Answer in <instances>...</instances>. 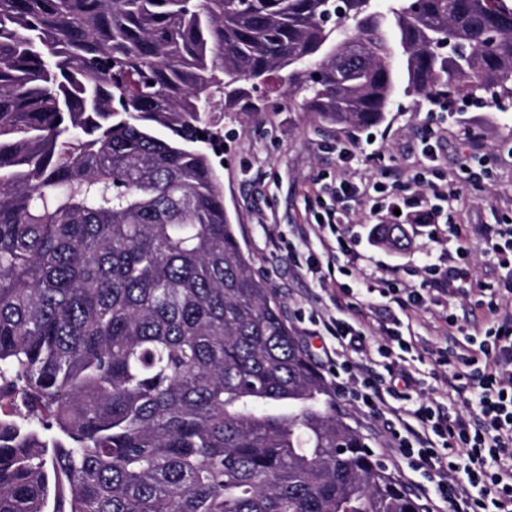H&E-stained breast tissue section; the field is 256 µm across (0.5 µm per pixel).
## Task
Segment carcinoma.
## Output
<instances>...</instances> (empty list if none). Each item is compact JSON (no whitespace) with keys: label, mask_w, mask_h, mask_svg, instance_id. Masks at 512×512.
Instances as JSON below:
<instances>
[{"label":"carcinoma","mask_w":512,"mask_h":512,"mask_svg":"<svg viewBox=\"0 0 512 512\" xmlns=\"http://www.w3.org/2000/svg\"><path fill=\"white\" fill-rule=\"evenodd\" d=\"M0 0V512H421L252 273L239 82L512 108V0Z\"/></svg>","instance_id":"1"}]
</instances>
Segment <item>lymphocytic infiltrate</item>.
I'll return each instance as SVG.
<instances>
[{
  "instance_id": "1",
  "label": "lymphocytic infiltrate",
  "mask_w": 512,
  "mask_h": 512,
  "mask_svg": "<svg viewBox=\"0 0 512 512\" xmlns=\"http://www.w3.org/2000/svg\"><path fill=\"white\" fill-rule=\"evenodd\" d=\"M422 144L423 170L411 178L386 172L361 185L345 179L331 185L336 204L316 214L310 233L328 227L341 253L349 255L353 249L342 226L360 207L374 225L387 223L396 211L407 224L453 223L455 190L447 176L426 179L424 172L433 168L437 155L431 138ZM471 233L504 270L497 288L471 286L462 264L469 249L461 244L459 262L449 269L425 256L426 276L418 285L399 288L393 280L379 279L363 289H343V302L322 327L338 346V395L373 412L390 411L387 428L396 448L411 468L433 472L448 512H512V217L472 225ZM463 290L486 309L485 331L461 334L453 317H446L448 333L458 342L444 359L455 368L444 381L455 395L471 390L472 410L466 416L456 413L454 399L408 405L410 391L421 381L411 364L415 346L403 334L404 318L429 305L446 306ZM368 310L379 315V338H372L362 323Z\"/></svg>"
}]
</instances>
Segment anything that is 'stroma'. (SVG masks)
Returning a JSON list of instances; mask_svg holds the SVG:
<instances>
[{"mask_svg":"<svg viewBox=\"0 0 512 512\" xmlns=\"http://www.w3.org/2000/svg\"><path fill=\"white\" fill-rule=\"evenodd\" d=\"M429 129L435 132L441 169L454 179L460 196V224H490L495 216L512 215V112L500 111L495 105L481 108L470 102L448 112L400 95L378 125L329 127L316 113L302 111L299 100L269 83L252 96L225 106V163L219 168L224 206L251 258L253 272L274 289L311 360H318L324 348L335 344L309 317L314 312H334V300L340 293L338 269L347 263L341 252H325L324 243L334 240L329 229H322L317 239L300 238L301 225L313 222L319 205L336 204L328 195L315 200L316 186L333 183L341 176L337 151L342 147L353 146L369 155L367 161L352 163L350 171L356 177L370 180L392 167L414 173L420 168L421 140ZM471 131L481 136L483 164L491 169V179L476 177L464 166L471 151L466 135ZM368 229L361 211L344 227L347 240L359 252L360 265L384 272L401 287L421 281L423 253L445 257L457 247L443 223L419 225L409 234L408 245L398 250L368 243ZM448 314L473 335L485 326L482 311L460 293L449 298L447 308L431 305L411 315L423 381L421 388L411 393V401L448 395L439 381L448 368L438 362L440 350L448 344L443 330ZM336 406L421 505L422 512H442L444 504L435 495L433 483L423 471L411 470L392 448L385 417L347 398H337Z\"/></svg>","mask_w":512,"mask_h":512,"instance_id":"stroma-1","label":"stroma"}]
</instances>
